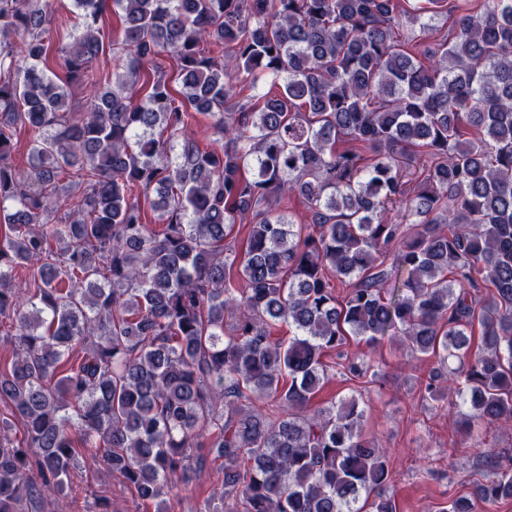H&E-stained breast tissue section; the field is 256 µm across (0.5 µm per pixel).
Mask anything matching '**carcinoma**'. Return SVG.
Wrapping results in <instances>:
<instances>
[{
	"label": "carcinoma",
	"mask_w": 512,
	"mask_h": 512,
	"mask_svg": "<svg viewBox=\"0 0 512 512\" xmlns=\"http://www.w3.org/2000/svg\"><path fill=\"white\" fill-rule=\"evenodd\" d=\"M72 2L78 34L56 47L48 0H0V317L13 346L0 400L24 428L16 443L0 417V512H50L42 487H68L82 457L153 502L170 475L204 466L205 434L223 473L205 512H396L358 401L310 405L324 352L351 337L401 336L436 359L424 396L458 384L471 438L512 420V0H483L421 52L405 33L429 34L446 0ZM109 5L123 38L99 77ZM162 53L175 78L139 93L133 76ZM268 79L274 94L258 91ZM74 84L91 89L82 112ZM196 113L220 149L195 144ZM20 127L33 132L24 173L11 162ZM285 195L306 200L312 231L272 205ZM21 268L31 292L15 288ZM276 323L293 335L273 339ZM253 395L289 411L264 414ZM486 458L480 500L512 499V473Z\"/></svg>",
	"instance_id": "cac0c4a2"
}]
</instances>
